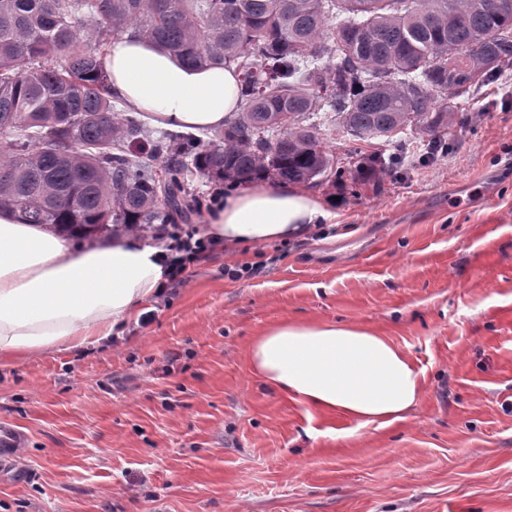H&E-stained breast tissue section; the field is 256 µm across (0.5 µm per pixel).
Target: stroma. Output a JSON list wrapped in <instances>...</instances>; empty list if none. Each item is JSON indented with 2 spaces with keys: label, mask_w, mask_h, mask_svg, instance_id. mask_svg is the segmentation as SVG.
Segmentation results:
<instances>
[{
  "label": "stroma",
  "mask_w": 512,
  "mask_h": 512,
  "mask_svg": "<svg viewBox=\"0 0 512 512\" xmlns=\"http://www.w3.org/2000/svg\"><path fill=\"white\" fill-rule=\"evenodd\" d=\"M458 110L448 152L408 131L397 171L301 184L318 227L217 249L149 324L1 361L0 512H512V69ZM286 318L388 336L420 401L380 429L285 401L246 350ZM25 435L9 424H0V467L15 461L14 453L23 448Z\"/></svg>",
  "instance_id": "35a3bbf8"
}]
</instances>
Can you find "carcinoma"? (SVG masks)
Here are the masks:
<instances>
[{
    "instance_id": "carcinoma-1",
    "label": "carcinoma",
    "mask_w": 512,
    "mask_h": 512,
    "mask_svg": "<svg viewBox=\"0 0 512 512\" xmlns=\"http://www.w3.org/2000/svg\"><path fill=\"white\" fill-rule=\"evenodd\" d=\"M126 35L235 67L239 110L213 140L153 141L143 119L114 114L103 59ZM508 68L501 0H0V211L68 233L144 232L199 211L198 174L230 187L341 178L332 135L362 147L443 133L460 120L453 100ZM147 144L166 156L159 173L134 160ZM397 147L358 157L350 181L397 169Z\"/></svg>"
}]
</instances>
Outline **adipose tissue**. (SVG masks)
Returning a JSON list of instances; mask_svg holds the SVG:
<instances>
[{"label": "adipose tissue", "mask_w": 512, "mask_h": 512, "mask_svg": "<svg viewBox=\"0 0 512 512\" xmlns=\"http://www.w3.org/2000/svg\"><path fill=\"white\" fill-rule=\"evenodd\" d=\"M117 97L158 127L215 130L237 111L233 70L194 68L138 37L104 60ZM322 205L297 188L255 183L229 193L205 233L251 248L309 233ZM160 248L131 234L88 242L0 212V358L63 348L80 351L121 336L164 282ZM252 372L306 411L358 425L401 420L422 393L420 374L388 337L358 325L283 319L247 348Z\"/></svg>", "instance_id": "1"}]
</instances>
